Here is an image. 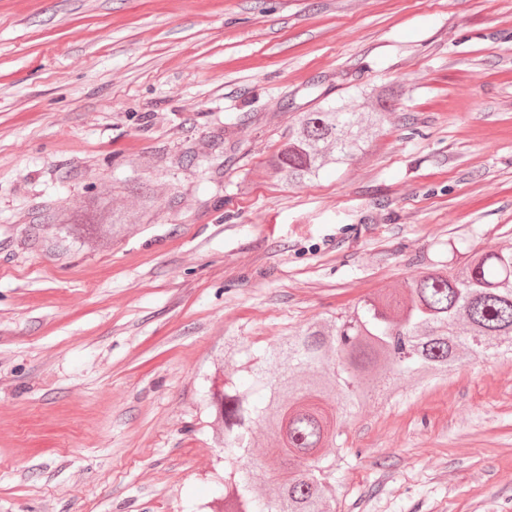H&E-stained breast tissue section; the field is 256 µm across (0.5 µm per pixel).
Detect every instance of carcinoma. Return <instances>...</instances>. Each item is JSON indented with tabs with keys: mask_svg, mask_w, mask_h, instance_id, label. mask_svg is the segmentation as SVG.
Masks as SVG:
<instances>
[{
	"mask_svg": "<svg viewBox=\"0 0 512 512\" xmlns=\"http://www.w3.org/2000/svg\"><path fill=\"white\" fill-rule=\"evenodd\" d=\"M398 91L386 86L356 101L301 112L272 167L290 182L311 180L329 164H349L383 125ZM131 216L112 213V224H65L59 233L98 243L123 234ZM512 356V252L474 249L455 272L433 268L402 291H386L282 338L254 354L241 372L224 374L212 392L215 418L224 424L222 512H331L336 471L346 458L337 443L338 413L347 414L379 390L394 393L405 373L424 383L472 355ZM273 429L277 447L254 457V429ZM273 460L286 466L278 493L249 489L247 466Z\"/></svg>",
	"mask_w": 512,
	"mask_h": 512,
	"instance_id": "1",
	"label": "carcinoma"
}]
</instances>
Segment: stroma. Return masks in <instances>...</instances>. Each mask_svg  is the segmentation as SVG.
I'll return each instance as SVG.
<instances>
[{
  "instance_id": "35a3bbf8",
  "label": "stroma",
  "mask_w": 512,
  "mask_h": 512,
  "mask_svg": "<svg viewBox=\"0 0 512 512\" xmlns=\"http://www.w3.org/2000/svg\"><path fill=\"white\" fill-rule=\"evenodd\" d=\"M356 85L404 91L362 160L280 180ZM479 247L512 250V0H0V512H218L224 372ZM342 439L336 512H512V360ZM133 215H127L125 213L112 212V224H109V229L104 230L101 227L102 224H63L59 227L57 233H64L72 236H77L87 240L89 243L104 242L110 238L118 237L122 235L126 230L130 228V224Z\"/></svg>"
}]
</instances>
